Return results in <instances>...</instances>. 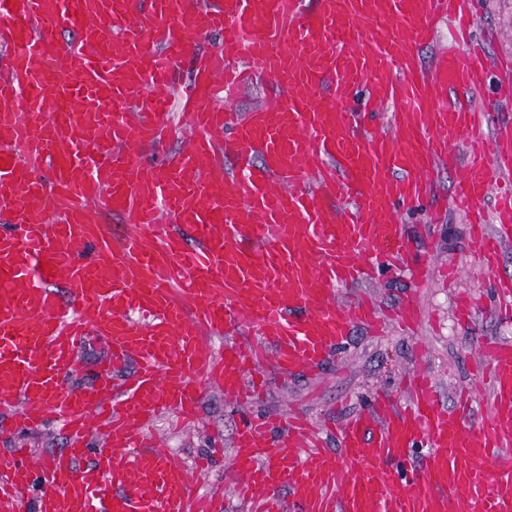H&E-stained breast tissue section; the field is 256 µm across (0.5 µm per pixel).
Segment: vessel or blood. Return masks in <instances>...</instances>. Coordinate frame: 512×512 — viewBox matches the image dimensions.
Listing matches in <instances>:
<instances>
[{"instance_id": "1", "label": "vessel or blood", "mask_w": 512, "mask_h": 512, "mask_svg": "<svg viewBox=\"0 0 512 512\" xmlns=\"http://www.w3.org/2000/svg\"><path fill=\"white\" fill-rule=\"evenodd\" d=\"M481 5L0 0V437L54 420L67 440L39 491L28 449L0 460V512H512L510 340L477 342L492 390L482 418L464 390L441 406L424 371L406 405L377 395L326 435L300 412L248 417L228 493L197 492L210 459L187 467L153 432L165 409L197 424L212 389L249 403L267 364L316 375L353 326L416 329L415 295L383 317L335 292L400 266V213L430 202L445 164L495 309L512 315V278L496 274L512 248V123L487 122L512 78L483 96ZM443 22L453 40L421 67ZM194 34L220 42L199 52ZM264 78L278 103L232 111ZM173 94L189 145L175 163H144L140 149L176 126ZM100 206L131 218L120 240L92 219ZM409 271L416 286L461 279L428 257ZM219 334L220 353L208 343ZM91 335L109 366L65 387Z\"/></svg>"}]
</instances>
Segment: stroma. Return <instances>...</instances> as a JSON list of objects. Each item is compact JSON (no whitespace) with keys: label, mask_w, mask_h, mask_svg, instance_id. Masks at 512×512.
I'll list each match as a JSON object with an SVG mask.
<instances>
[{"label":"stroma","mask_w":512,"mask_h":512,"mask_svg":"<svg viewBox=\"0 0 512 512\" xmlns=\"http://www.w3.org/2000/svg\"><path fill=\"white\" fill-rule=\"evenodd\" d=\"M478 31L488 39L492 60L511 56L512 0H484ZM454 180V171L441 168L432 206L405 208L401 220L408 227L412 253L428 252L438 262L454 263L464 270L460 285L476 302L473 321L466 326L457 324L453 291L434 281L422 291L425 315L415 332L393 329L377 336L366 327H354L345 349L330 356L320 376L300 373L288 378L267 366V389L250 409L239 408L221 391H210L201 405L202 421L195 429L181 428L172 413L161 414L155 424L161 442L185 464H194L210 450L213 440L223 443L225 453L199 484V491L231 481L233 438L249 414L282 417L288 411L301 410L318 425L339 422L367 407L378 392L403 400L402 379L424 368L439 382L442 405H451L456 391L470 385L481 410H488L490 392L474 378L475 342L481 337L512 340V317L497 316L490 304V280L474 264L466 218L449 204Z\"/></svg>","instance_id":"obj_1"}]
</instances>
